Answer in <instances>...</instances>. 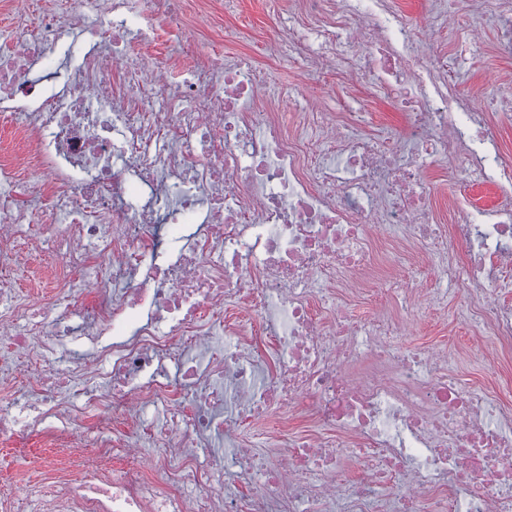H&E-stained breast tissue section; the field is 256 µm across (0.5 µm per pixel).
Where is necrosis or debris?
Returning a JSON list of instances; mask_svg holds the SVG:
<instances>
[{
	"label": "necrosis or debris",
	"instance_id": "1",
	"mask_svg": "<svg viewBox=\"0 0 512 512\" xmlns=\"http://www.w3.org/2000/svg\"><path fill=\"white\" fill-rule=\"evenodd\" d=\"M305 11L316 25L266 41L265 60L294 52L331 69L342 40L367 39L382 89L399 94L400 139L371 141L354 113L339 122L310 110L285 123L249 58L202 55L179 80L170 48L146 71L134 46L154 19L192 27L185 0H17L0 32V112L24 115L35 183L13 191L17 167L0 164V334L35 370L21 381L0 363V440L72 434L94 403L158 449L148 465L120 466L111 423L95 421L103 438L77 454L75 478L52 485L43 512H512V406L449 381L443 350L398 348L404 322L383 312L354 321L336 304L337 289L379 285L411 313L447 300L454 284L475 297L471 321L512 343L502 293L512 286V162L498 150L512 104L489 114L455 99L447 61L422 66L425 44L389 0H305ZM61 43L80 63L57 87L34 72ZM459 154L501 201L481 210L455 195L445 230L422 181L432 162ZM178 182L191 192L172 193ZM42 201L64 219L71 274L39 300L16 293L13 271ZM162 222L192 232L157 261ZM385 237L420 245L434 288L394 261L377 272ZM91 243L110 260L92 282L81 275ZM65 303L81 307L93 352H72L49 377L39 366L69 335ZM255 317L257 334L246 326ZM170 364L179 384L164 374ZM99 376L105 385L82 387ZM159 405L168 417L145 421ZM279 414L311 430H269L282 451L270 461L245 433ZM208 447L224 454L204 466L195 451ZM223 457L240 471L212 484Z\"/></svg>",
	"mask_w": 512,
	"mask_h": 512
}]
</instances>
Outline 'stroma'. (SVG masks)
I'll list each match as a JSON object with an SVG mask.
<instances>
[{
  "instance_id": "stroma-1",
  "label": "stroma",
  "mask_w": 512,
  "mask_h": 512,
  "mask_svg": "<svg viewBox=\"0 0 512 512\" xmlns=\"http://www.w3.org/2000/svg\"><path fill=\"white\" fill-rule=\"evenodd\" d=\"M189 2L197 13L191 38L198 49L216 46L228 58L247 56L261 60L263 42L283 33L285 24L303 25L309 21L306 14L295 9L294 0H282L283 15L279 18L273 16L268 0H238L235 11L229 14L225 13L222 0ZM399 6L411 23L423 28L428 42L425 65L447 60L457 78L458 95L481 94L490 112L499 111L505 99H512V57H504L498 50L501 21L493 13L478 4L472 12L452 19L448 16L453 9L450 0H442L432 25L426 27L422 17L429 7L428 0H399ZM369 53L365 44L345 46L342 62L327 70L313 69L297 55H285L268 65L267 85L289 107L314 97L321 101L324 111L339 119L349 112L369 110L371 121L365 131L373 138L381 128L398 126L400 117L365 66ZM450 187L470 193L482 205L498 201L493 187L471 181L465 156L438 161L426 172L424 188L440 224L450 221L444 194ZM33 222L38 247L24 249L14 287L24 295L50 296L59 278L51 247L58 221L42 208L35 212ZM472 303V296L466 292H449L447 302L427 307L414 318L405 343L411 349L447 350L449 378L489 388L512 403V346L491 345L483 354L473 349L472 338L479 329L468 318ZM63 454V449L48 446L39 433L0 443V495L15 498L16 512H38L39 498L51 486L53 462Z\"/></svg>"
}]
</instances>
